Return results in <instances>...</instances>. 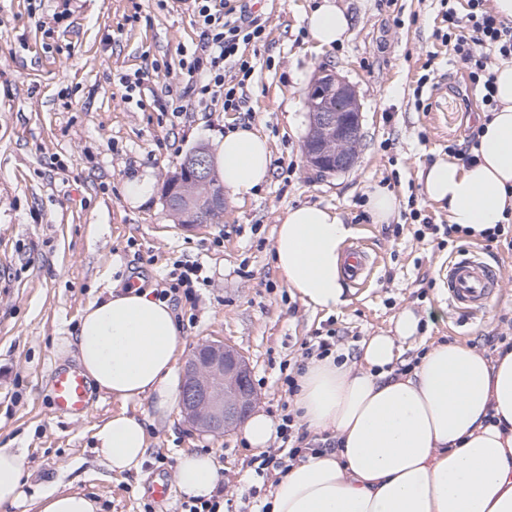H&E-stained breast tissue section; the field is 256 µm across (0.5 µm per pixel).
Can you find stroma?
Segmentation results:
<instances>
[{"instance_id":"stroma-1","label":"stroma","mask_w":512,"mask_h":512,"mask_svg":"<svg viewBox=\"0 0 512 512\" xmlns=\"http://www.w3.org/2000/svg\"><path fill=\"white\" fill-rule=\"evenodd\" d=\"M319 0H229L259 15L267 38L255 58L241 111L190 100L173 117L165 105L183 95V72L199 42L193 0H0V448L27 461V498L4 512H35L37 495L71 486L97 499L101 512H141L152 481L173 482L177 458L207 451L223 457L220 482L230 512L254 484V449L239 431L204 434L180 409L156 417L144 399L121 406L93 392L88 413L63 416L50 401V377L78 363L73 339L82 310L112 285L170 287L174 269L200 266L204 279L178 293L186 336L179 363L209 339L235 347L251 368L257 407L280 419L291 404L283 383L301 344L334 331L336 350L353 354L367 337L393 332L410 309L420 318L404 339L415 361L427 345L465 341L495 350L512 343V249L468 237L496 273L485 312L460 321L448 307L442 272L452 248L419 240L396 216L372 224L363 201L373 184L400 206L416 201L432 223L448 213L420 194V167L467 148L478 129L480 97L436 37L440 0H335L349 16L342 44L316 51L305 16ZM335 70L361 106L363 142L352 169L323 176L307 166L306 91L316 70ZM143 73L133 100L122 73ZM239 125L267 137L272 174L256 193L225 201L220 223L191 228L169 214L164 182L196 147ZM150 176L156 190L141 203L126 180ZM331 205L353 224L377 264L362 288L346 286V305L313 311L282 284L270 262L278 217L291 205ZM148 416L150 451L140 470L110 471L94 451L92 426L113 412Z\"/></svg>"}]
</instances>
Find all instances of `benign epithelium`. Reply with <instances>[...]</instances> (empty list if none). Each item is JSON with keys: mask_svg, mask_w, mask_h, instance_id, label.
<instances>
[{"mask_svg": "<svg viewBox=\"0 0 512 512\" xmlns=\"http://www.w3.org/2000/svg\"><path fill=\"white\" fill-rule=\"evenodd\" d=\"M305 104L309 120L304 143L307 163L327 175L351 169L363 140L354 89L324 68L315 74ZM212 178V158L203 147L190 151L184 167L168 175L164 201L178 223H219L224 197L214 191ZM256 399L249 364L240 352L222 341L194 349L181 383V409L192 426L208 434H225L248 417Z\"/></svg>", "mask_w": 512, "mask_h": 512, "instance_id": "benign-epithelium-1", "label": "benign epithelium"}]
</instances>
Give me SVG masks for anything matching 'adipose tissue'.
Returning <instances> with one entry per match:
<instances>
[{"label":"adipose tissue","mask_w":512,"mask_h":512,"mask_svg":"<svg viewBox=\"0 0 512 512\" xmlns=\"http://www.w3.org/2000/svg\"><path fill=\"white\" fill-rule=\"evenodd\" d=\"M306 22L317 50L342 42L350 27L335 0H321ZM494 74L501 107L480 121L472 160L442 158L418 175L449 223L476 234L512 220V63ZM216 167L231 199L250 197L270 178L269 143L248 127L228 131ZM354 234L335 207H288L274 229L272 266L307 307L334 312L345 303L344 247ZM418 328L406 310L394 335L361 344L358 360L308 362L293 409L312 435L330 434L336 446L281 474L270 512H512V350L490 359L440 341L398 372L399 342ZM184 343L172 306L137 286L88 304L74 338L82 372L99 391L125 404L152 399L162 416L178 401ZM93 437L113 472L140 470L144 420L122 410L94 424ZM25 468L23 452L0 448V507L25 501ZM219 468L212 454H184L175 483L186 497H211Z\"/></svg>","instance_id":"ef3b65f1"}]
</instances>
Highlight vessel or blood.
<instances>
[{"mask_svg": "<svg viewBox=\"0 0 512 512\" xmlns=\"http://www.w3.org/2000/svg\"><path fill=\"white\" fill-rule=\"evenodd\" d=\"M448 303L453 310L477 317L497 288L492 268L477 251L466 248L445 269ZM52 402L64 415H81L89 409L86 380L74 367L60 368L53 374Z\"/></svg>", "mask_w": 512, "mask_h": 512, "instance_id": "obj_1", "label": "vessel or blood"}]
</instances>
